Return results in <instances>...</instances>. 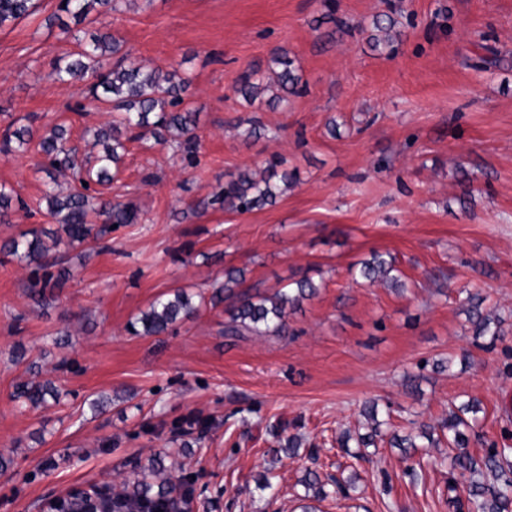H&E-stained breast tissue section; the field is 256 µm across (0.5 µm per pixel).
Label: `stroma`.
<instances>
[{
  "mask_svg": "<svg viewBox=\"0 0 512 512\" xmlns=\"http://www.w3.org/2000/svg\"><path fill=\"white\" fill-rule=\"evenodd\" d=\"M36 3L0 28V134L14 120L64 124L80 151L99 153L92 132L111 113L79 110L84 82L52 75L86 27L63 32L48 22L58 0ZM385 14L397 21L391 51L370 39ZM100 26L146 66L189 79L199 162L127 142L102 192L142 220L64 254L70 278L46 304L26 263L0 253V512H40L74 487L121 488L158 453L193 478L190 512H301L309 468L355 483L316 512H453L447 448L428 449L412 478L398 449L355 457L338 440L367 432L370 399L400 430L475 398L483 440L512 448V0H126ZM280 48L305 93L275 110L238 98L239 77ZM487 55L493 64L476 69ZM253 119L265 128L255 140L244 136ZM276 155L298 181L275 205L196 211L230 174ZM40 161L0 155V185L26 202L0 241L59 231ZM374 251L394 257L405 291L351 275ZM230 267L263 290L308 275L319 292L289 314L288 336L225 338L224 308L208 303L168 333L130 332L156 296L211 294ZM473 287L504 320L491 349L475 345L464 312ZM448 357L453 368L435 371ZM30 380L53 382L60 402L14 401ZM293 422L301 447L271 455L274 426ZM269 470L273 486L261 488Z\"/></svg>",
  "mask_w": 512,
  "mask_h": 512,
  "instance_id": "obj_1",
  "label": "stroma"
}]
</instances>
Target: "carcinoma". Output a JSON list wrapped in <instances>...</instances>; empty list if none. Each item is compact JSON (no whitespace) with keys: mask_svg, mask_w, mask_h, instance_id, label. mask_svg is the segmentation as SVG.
Here are the masks:
<instances>
[{"mask_svg":"<svg viewBox=\"0 0 512 512\" xmlns=\"http://www.w3.org/2000/svg\"><path fill=\"white\" fill-rule=\"evenodd\" d=\"M123 0H59L58 10L70 16L79 25L89 19L91 13L105 15L117 12ZM35 12V0H0V27L8 22L23 20ZM393 20L389 17L374 21L375 45L389 47L392 40ZM268 70L275 74L277 92L266 100V106L276 108L288 97L303 90L301 76L297 73L288 51H277L270 60ZM56 79L65 83L71 79L88 77L86 103L80 105L99 109L106 106L112 112V120L95 133L96 141L103 144V152L95 157L94 167L72 148H66L68 129L63 124L53 126L42 135L32 128L21 125L6 129L1 152H12L11 143L17 150H34L44 158L41 171L48 178L59 175L69 178L65 192L53 189L46 192L44 200L47 212L58 218L63 233L53 238V248L61 254L83 243L95 241L111 231V226L137 224L141 219L137 206L131 202L114 201L103 197L95 186L105 185L118 175L123 162L125 142L153 137L157 143H171L187 166L198 163L200 139L196 133V112L186 106V90L189 81L177 75V71L147 68L128 53L122 51L121 42L108 32L98 30L89 33V39H77V50L56 64ZM271 90L266 74L251 70L244 73L236 83V93L252 104L264 92ZM297 180L296 171L288 170L286 159L275 157L269 161L264 173L258 175L248 169L224 182V188L199 201L196 207L247 213L273 206L277 198ZM26 207L25 201L12 188L0 186V223H9L12 210ZM46 231L31 227L16 237L4 241L0 250L6 255L16 256L31 266L30 288L38 297L45 299L65 287L66 278L55 275L50 268L55 262L49 259L50 247L43 241ZM361 277L369 281H391L402 287L394 261L374 252L371 259L361 262ZM245 272L231 268L224 273V285L215 289L210 303L225 304L228 320L224 322V335L239 337L246 334L284 336L289 333L287 308L299 305L318 293L319 285L305 276L295 282V287L284 286L271 293L252 291L245 285ZM468 321L473 326L475 338L487 343L481 348L495 345L504 336L502 321L485 313L482 298L468 295ZM199 306L192 296L178 289L171 294L154 298L147 310L131 323L134 333L145 336L167 332L177 322L194 317ZM56 397L51 382H24L16 386L14 398L22 405L37 407L47 403V398ZM480 411L479 403L469 400L450 410L440 422V428L448 431L446 439L433 437L435 427L427 425L410 430L403 435L395 434L391 445L407 456H413L421 441L437 446L445 441L454 453L448 455L450 472L458 471L468 476L466 493L468 509L472 512H512V462L509 448L491 446L478 457L468 451L470 437L480 438L476 432ZM362 414L372 421L368 434L359 437L358 444L367 447L383 436L385 422L378 420V404L368 401ZM161 457L151 459L150 465L141 467L133 478L123 484L121 491L112 494V512H174L176 504H189L193 499L190 480L181 475L164 474ZM312 498L325 499L331 490L320 480L319 475L308 470L303 478Z\"/></svg>","mask_w":512,"mask_h":512,"instance_id":"cac0c4a2","label":"carcinoma"}]
</instances>
